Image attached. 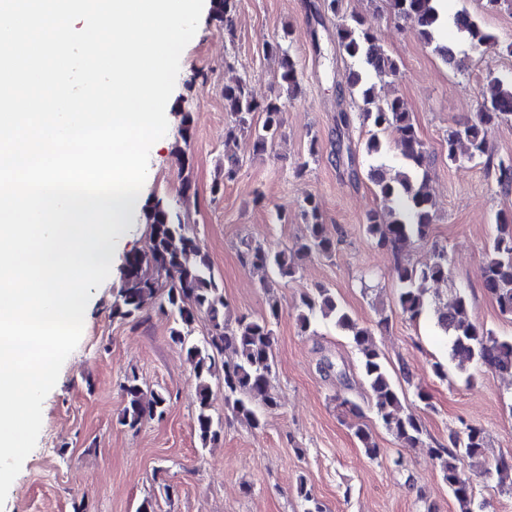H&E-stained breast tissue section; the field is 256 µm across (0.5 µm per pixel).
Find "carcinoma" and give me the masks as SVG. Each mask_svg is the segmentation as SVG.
I'll use <instances>...</instances> for the list:
<instances>
[{
	"instance_id": "cac0c4a2",
	"label": "carcinoma",
	"mask_w": 512,
	"mask_h": 512,
	"mask_svg": "<svg viewBox=\"0 0 512 512\" xmlns=\"http://www.w3.org/2000/svg\"><path fill=\"white\" fill-rule=\"evenodd\" d=\"M386 2L394 16L412 24L423 44L433 47L446 63L457 65L452 46L436 38L444 22L439 9L442 0ZM453 24L475 49L494 40L465 10L454 15ZM336 39L338 48L360 63L359 67L350 69L348 87L362 102L360 118L373 128L365 143L366 155L381 156L385 150L381 136L392 134L404 159L403 169L394 173L383 164L372 165L368 170V179L375 186L380 206L366 214V233L376 245L396 252L413 237L426 238L434 222L428 189L429 155L402 98L377 96L372 78L394 77L399 65L382 49L376 32L366 26L361 17L353 15L336 27ZM265 51L278 60L280 80L289 96H297L299 72L285 40L280 38L266 43ZM480 97L482 110L476 120L448 129L445 138L448 162L480 161L491 166L497 184L506 189L512 186V175H504L505 161H493L488 131L512 118V84L490 75L480 86ZM224 111L233 123L232 129L225 133L226 139L234 138L237 131L247 135L255 154L274 145L282 126L283 104L279 99L259 102L247 81L239 80L224 86ZM344 153L350 177L355 180L358 178L355 154L351 147L344 146L343 134L339 133L336 156L340 158ZM142 210L149 228L151 259L143 261L137 252L126 256L121 287L112 302V316L137 319L156 305L173 317L172 339L186 351L194 366L195 432L205 448L218 440L223 430L211 413L213 379H223L224 406L254 428L261 424L256 403L271 410L278 406L270 388L274 375V324L279 319L281 304L271 293L272 285L266 283L265 313L258 317L230 318L229 305L215 280L209 255L173 203L164 197H154L146 201ZM303 217L308 235L296 250H272L244 241L239 253L242 266L262 267L280 279H291L299 273L303 258L314 254L331 256L336 243L324 233L317 198L305 199ZM393 275L398 283V304L402 313L411 320L425 312L432 313L437 328L449 338V356L457 362L459 370H465L467 364L475 361L496 373L512 375V337L497 336L492 330L475 324L470 318L469 298L464 290H455L445 306L430 299V285L448 281L446 249L435 250L433 258L419 266L398 257ZM484 288L495 298L501 313L512 316V213L502 212L497 216V233L488 248L484 268ZM200 315L208 321V334L201 343H192L189 335ZM320 318L332 320L336 328L351 339L359 354L361 375L372 392L374 408L385 428L402 446H416L423 434L421 419L404 407V393L393 382L372 331L353 319L332 292L323 287L304 296L296 314L297 324L304 332ZM120 389L124 403L120 422L132 430L138 429L146 417L161 415L167 408L166 395L145 392L134 373L125 377ZM340 406L356 418L351 430L365 453L376 456L378 446L372 432L359 421L360 407L347 398ZM484 448L481 429L464 423L460 431L450 437L448 445L430 449L458 505V512H484V503L476 500L470 478L461 468L466 458L480 461ZM297 495L303 512H327L303 479L297 486Z\"/></svg>"
}]
</instances>
